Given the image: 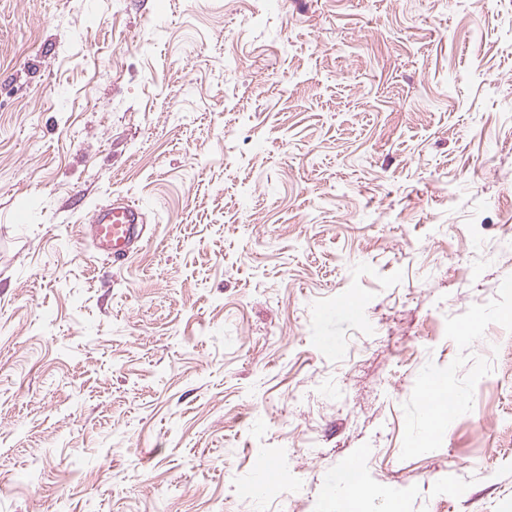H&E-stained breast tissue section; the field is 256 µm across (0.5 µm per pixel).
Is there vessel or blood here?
Returning a JSON list of instances; mask_svg holds the SVG:
<instances>
[{"label":"vessel or blood","instance_id":"obj_1","mask_svg":"<svg viewBox=\"0 0 512 512\" xmlns=\"http://www.w3.org/2000/svg\"><path fill=\"white\" fill-rule=\"evenodd\" d=\"M145 232L142 207L123 199L95 208L90 216L89 239L93 249L116 264H124L133 257Z\"/></svg>","mask_w":512,"mask_h":512}]
</instances>
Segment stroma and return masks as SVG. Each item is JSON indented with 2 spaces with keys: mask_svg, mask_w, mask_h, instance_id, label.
<instances>
[{
  "mask_svg": "<svg viewBox=\"0 0 512 512\" xmlns=\"http://www.w3.org/2000/svg\"><path fill=\"white\" fill-rule=\"evenodd\" d=\"M508 224L512 0H0V512H512ZM89 223L91 246L111 259L112 264L129 261L146 232L142 207L124 199L95 208ZM360 466L352 461L342 467L335 478V494L325 497L324 512H364V493Z\"/></svg>",
  "mask_w": 512,
  "mask_h": 512,
  "instance_id": "obj_1",
  "label": "stroma"
}]
</instances>
